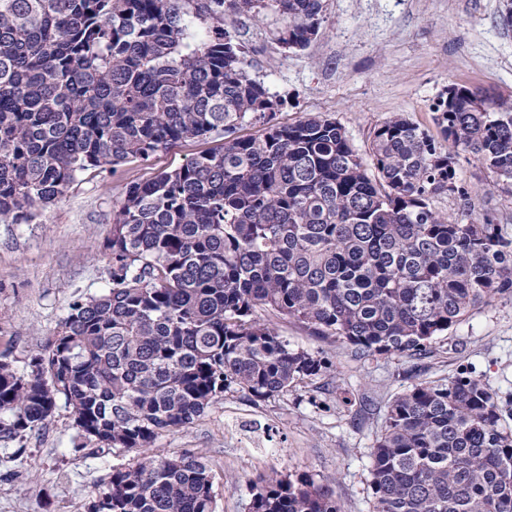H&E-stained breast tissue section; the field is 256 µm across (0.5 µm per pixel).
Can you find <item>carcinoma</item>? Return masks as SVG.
Returning a JSON list of instances; mask_svg holds the SVG:
<instances>
[{
  "label": "carcinoma",
  "mask_w": 512,
  "mask_h": 512,
  "mask_svg": "<svg viewBox=\"0 0 512 512\" xmlns=\"http://www.w3.org/2000/svg\"><path fill=\"white\" fill-rule=\"evenodd\" d=\"M279 12L303 50L321 0H0V221H32L89 170L191 140L217 146L131 181L109 239L111 287L74 301L18 372L0 359V437L42 428L57 397L81 436L133 451L89 512H214L191 454L156 438L231 388L267 400L329 364L263 311L362 354L409 358L492 301L512 298V235L460 178L472 156L512 184V104L449 84L436 139L398 115L369 159L328 115L276 123L224 13ZM263 121L238 134L246 117ZM461 202L450 218L433 207ZM373 512H512V427L469 372L421 380L388 405L371 450ZM250 512H341L308 475L250 484Z\"/></svg>",
  "instance_id": "carcinoma-1"
}]
</instances>
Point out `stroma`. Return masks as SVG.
<instances>
[{
    "label": "stroma",
    "mask_w": 512,
    "mask_h": 512,
    "mask_svg": "<svg viewBox=\"0 0 512 512\" xmlns=\"http://www.w3.org/2000/svg\"><path fill=\"white\" fill-rule=\"evenodd\" d=\"M506 0H322L310 46L279 42L286 20L226 13L250 64L281 106L276 121L326 113L359 153L374 127L401 115L432 128L431 108L450 83L512 96V27ZM215 138L174 145L150 162L117 173L90 170L31 222H0V357L26 371L67 316L75 298L110 286L107 240L113 208L130 181H145L214 146ZM460 177L501 223L512 228V186H490L472 159ZM293 347L320 353L330 368L274 398L225 392L189 427L160 435L153 455L188 453L213 476L215 512H249L248 481L277 471L307 473L329 484L342 512H371L370 451L385 426L386 405L419 380L468 371L512 398V299H501L439 337L429 357L359 355L276 318ZM64 399L46 424L21 438H0V512H88L113 467L134 463L119 449H81Z\"/></svg>",
    "instance_id": "stroma-1"
}]
</instances>
